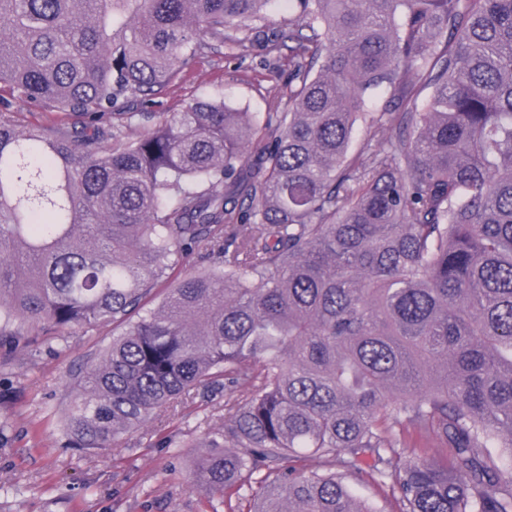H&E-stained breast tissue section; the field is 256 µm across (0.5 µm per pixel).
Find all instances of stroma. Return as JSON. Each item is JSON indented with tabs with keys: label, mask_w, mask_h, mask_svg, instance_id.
<instances>
[{
	"label": "stroma",
	"mask_w": 512,
	"mask_h": 512,
	"mask_svg": "<svg viewBox=\"0 0 512 512\" xmlns=\"http://www.w3.org/2000/svg\"><path fill=\"white\" fill-rule=\"evenodd\" d=\"M287 6H273L267 27L246 49L225 44L196 59L149 112H180L223 95L245 112H278L288 92V50L272 51L273 30L287 27ZM112 340V326L75 327L0 343V512H251L252 500L226 506L192 480L203 433L224 425V401L207 410L187 403L112 447H67L65 414L75 379Z\"/></svg>",
	"instance_id": "stroma-1"
}]
</instances>
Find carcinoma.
Instances as JSON below:
<instances>
[{
    "mask_svg": "<svg viewBox=\"0 0 512 512\" xmlns=\"http://www.w3.org/2000/svg\"><path fill=\"white\" fill-rule=\"evenodd\" d=\"M273 2L0 0V336L118 330L74 448L224 394L193 481L253 512H379L365 464L399 512H512V0H288L286 111H135ZM382 88L406 111H366ZM405 419L446 457L406 459ZM10 108L13 112H20L19 117L22 123L26 126L46 127L50 125H70L72 122L71 119L66 118L63 114L49 111L18 100L12 101ZM358 496L374 501L384 512H393L397 506L388 489L377 486L366 474H360L352 479Z\"/></svg>",
    "mask_w": 512,
    "mask_h": 512,
    "instance_id": "cac0c4a2",
    "label": "carcinoma"
}]
</instances>
